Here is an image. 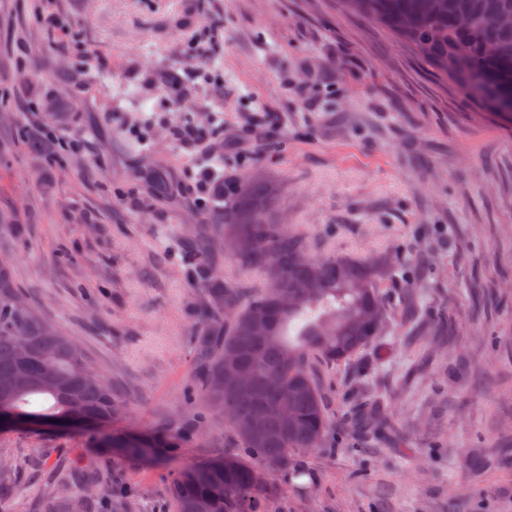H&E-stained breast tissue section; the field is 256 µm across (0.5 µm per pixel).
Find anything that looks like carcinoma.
<instances>
[{"instance_id":"1","label":"carcinoma","mask_w":512,"mask_h":512,"mask_svg":"<svg viewBox=\"0 0 512 512\" xmlns=\"http://www.w3.org/2000/svg\"><path fill=\"white\" fill-rule=\"evenodd\" d=\"M345 14L371 18L401 38L439 78L488 110L512 93V0H336ZM28 149L47 163L69 157L74 143L46 128H22ZM280 191L267 179H249L199 238L227 248L243 270L265 276L259 292L209 277L198 337V381L209 412L224 418L242 451L191 465L172 480L173 512H267V492L255 470L299 476L295 452L320 448L334 420L316 363L353 358L382 335L387 309L379 283L389 259L347 255L315 260L304 232L279 220ZM273 375L288 383L280 396ZM119 404L112 387L73 338L38 315L0 259V414L33 415L44 427L75 422L97 436L96 447L145 462L179 456L184 436L170 429H112ZM41 512H96L81 496L45 493Z\"/></svg>"}]
</instances>
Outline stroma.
Listing matches in <instances>:
<instances>
[{
	"label": "stroma",
	"instance_id": "35a3bbf8",
	"mask_svg": "<svg viewBox=\"0 0 512 512\" xmlns=\"http://www.w3.org/2000/svg\"><path fill=\"white\" fill-rule=\"evenodd\" d=\"M45 12L67 31L47 32ZM72 62L83 78L63 79ZM0 90V206L20 220L0 257L108 379L113 429L187 433L164 464L116 459L83 430L2 433L10 512H37L48 486L81 494L77 462L129 512H171L174 471L233 453L195 384L206 296L183 239L212 210L197 183L217 161L237 184L258 170L280 185L315 256L396 258L378 346L317 370L335 429L294 454L299 478L268 475L276 512H512L511 122L334 0H0ZM46 102L84 146L57 167L17 135ZM203 115L214 137L174 138ZM241 133L252 155H220Z\"/></svg>",
	"mask_w": 512,
	"mask_h": 512
}]
</instances>
